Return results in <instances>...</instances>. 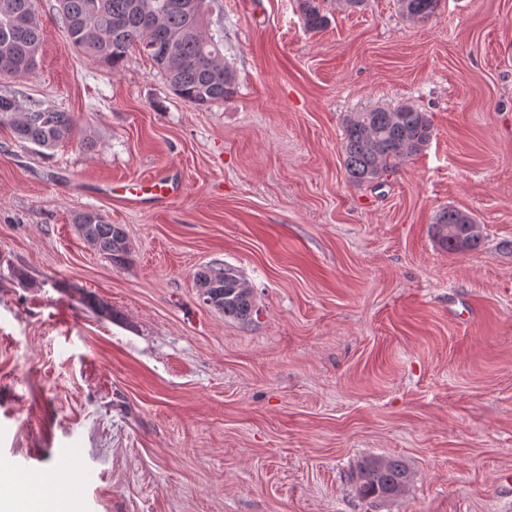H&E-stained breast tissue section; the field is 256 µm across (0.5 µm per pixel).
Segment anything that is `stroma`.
Here are the masks:
<instances>
[{
    "instance_id": "stroma-1",
    "label": "stroma",
    "mask_w": 512,
    "mask_h": 512,
    "mask_svg": "<svg viewBox=\"0 0 512 512\" xmlns=\"http://www.w3.org/2000/svg\"><path fill=\"white\" fill-rule=\"evenodd\" d=\"M322 5L310 32L298 0H206L238 85L199 107L146 56H81L37 0L38 67L0 93L79 132L45 155L0 126V469L72 474L52 495L73 512H512V0H441L425 23ZM402 102L429 145L351 184L345 116ZM162 173L171 203L114 193ZM448 207L482 224L478 250L438 244ZM88 209L131 264L81 238ZM215 261L254 322L202 301ZM367 456L408 464L402 496L356 497ZM78 234L114 267L121 268L130 262V247L123 227L110 224L94 209H88L75 217ZM197 288L206 304L224 314V317L242 322H251L258 316L259 307L254 299L251 288L246 284L238 270L228 264H211L202 267L195 273Z\"/></svg>"
}]
</instances>
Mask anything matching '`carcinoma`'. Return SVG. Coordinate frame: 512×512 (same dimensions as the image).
<instances>
[{"label":"carcinoma","mask_w":512,"mask_h":512,"mask_svg":"<svg viewBox=\"0 0 512 512\" xmlns=\"http://www.w3.org/2000/svg\"><path fill=\"white\" fill-rule=\"evenodd\" d=\"M68 38L83 56L119 71L133 53L150 58L170 88L197 106L231 99L236 74L224 62L221 39L204 30L205 0L194 11L181 0H58ZM440 0H406L403 17L426 22L436 15ZM304 26L317 31L328 24L320 0H299ZM46 31L36 11V0H0V76L32 73ZM15 138L44 150L72 138L74 116L30 98L0 94V125ZM343 157L348 180L354 185L379 181L395 166L422 152L432 138L427 113L411 103L394 108L373 107L349 113L344 119ZM466 212L444 208L432 224L434 237L451 253L478 249L480 238L464 235ZM78 234L113 266L130 262V247L123 227L109 223L94 209L77 214ZM196 286L208 292L210 306L242 322L258 315L251 288L228 264H211L195 273ZM412 479L401 459L370 456L355 470V492L362 501L398 498Z\"/></svg>","instance_id":"carcinoma-1"}]
</instances>
